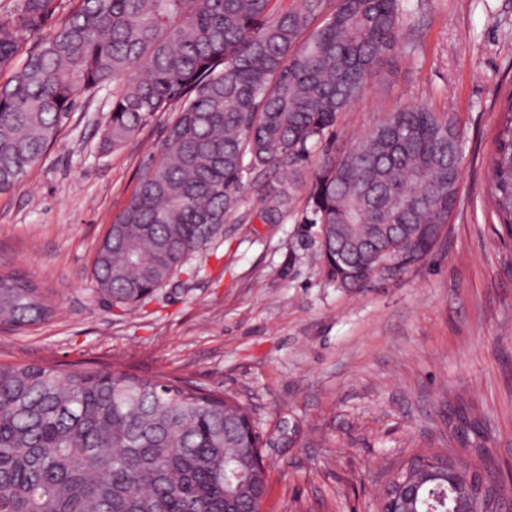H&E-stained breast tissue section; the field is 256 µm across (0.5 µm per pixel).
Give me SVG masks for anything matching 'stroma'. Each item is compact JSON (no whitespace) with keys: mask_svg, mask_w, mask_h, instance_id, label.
Masks as SVG:
<instances>
[{"mask_svg":"<svg viewBox=\"0 0 512 512\" xmlns=\"http://www.w3.org/2000/svg\"><path fill=\"white\" fill-rule=\"evenodd\" d=\"M407 11L418 50H398L392 72L340 114L335 143L420 102L452 112L465 146L461 191L424 263L338 287L315 229L300 221L304 193L282 223L260 220L265 198L292 183L274 173L245 181L195 276L117 313L94 292V256L164 145L168 118L106 147V86L77 97L46 156L0 194V271L27 272L58 301L51 321L0 326V362L114 367L236 397L261 440L263 512H375L392 467L440 447L461 399L512 463V251L484 195L499 103L512 89V0H408Z\"/></svg>","mask_w":512,"mask_h":512,"instance_id":"1","label":"stroma"}]
</instances>
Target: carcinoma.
Wrapping results in <instances>:
<instances>
[{
  "instance_id": "obj_1",
  "label": "carcinoma",
  "mask_w": 512,
  "mask_h": 512,
  "mask_svg": "<svg viewBox=\"0 0 512 512\" xmlns=\"http://www.w3.org/2000/svg\"><path fill=\"white\" fill-rule=\"evenodd\" d=\"M66 0L67 14L18 68L25 42L59 0H19L0 17V192L57 140L77 95L112 85L104 140L120 146L159 113L175 112L163 148L103 235L94 292L123 313L181 274L224 236L244 179L312 166L303 222L336 258V225L358 248L339 266L345 288L423 262L457 208L463 150L447 112L411 105L381 116L341 153L326 146L341 113L389 71L405 35V0ZM489 160L485 195L512 249V89ZM281 201L261 219L279 224ZM57 311L19 270L0 272V325L21 329ZM235 399L177 379L119 369L60 372L0 363V512H246L259 509L260 441ZM462 416L476 447L482 418ZM448 452L413 457L437 467ZM438 482L416 512L437 505Z\"/></svg>"
}]
</instances>
